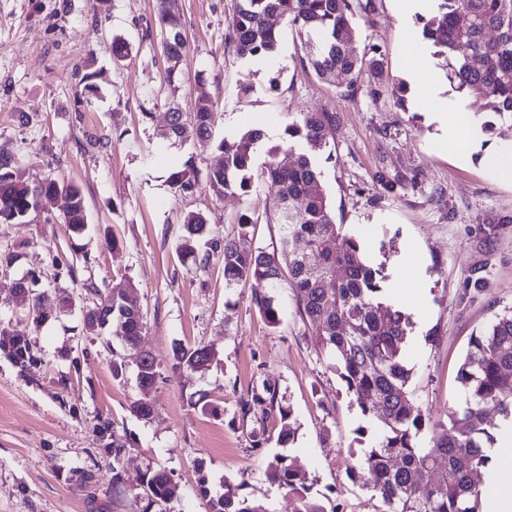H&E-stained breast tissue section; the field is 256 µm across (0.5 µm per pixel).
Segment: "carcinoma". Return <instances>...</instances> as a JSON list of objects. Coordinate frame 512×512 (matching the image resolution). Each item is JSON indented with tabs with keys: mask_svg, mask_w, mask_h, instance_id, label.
Segmentation results:
<instances>
[{
	"mask_svg": "<svg viewBox=\"0 0 512 512\" xmlns=\"http://www.w3.org/2000/svg\"><path fill=\"white\" fill-rule=\"evenodd\" d=\"M359 0H237L229 41L241 58L262 59L277 51L280 36L269 22L277 15L296 30L304 44L300 62L320 77L336 72L351 76V82L366 71H376L379 60H368L355 49L357 29L353 22ZM157 21L163 36L168 66L166 81L176 87L180 64L188 42L180 19L165 4L159 5ZM422 36L432 42L435 54L448 63V82L463 99L483 102L490 119L482 129L492 135L497 123L512 124V0H438L436 12L424 20ZM334 112H301L284 128L282 144L267 150L260 173L254 171L255 154L264 133L248 128L224 137L218 149L224 162L206 174V183L217 197L246 194L254 180H261L273 198L274 219L279 226V245L267 252L249 243L255 221L247 214L239 221L238 237L208 236V222L199 212L187 214L179 245L181 259L208 265L217 257L224 263L229 285L259 280L277 289L291 290L303 320L313 325V344L333 359V368L344 383L361 415L377 425V435L358 464L349 467V478L362 483L380 500L378 512H480V488L475 477L489 468V448L495 436L485 427V412L491 407L512 420V308L495 315L492 322L472 333L457 381L462 404L450 413L456 434L439 424L431 444L422 447L418 433L425 419L409 389L411 369L403 347L410 317L380 301L382 270L368 264L359 241L343 233L322 185L318 155L336 130ZM215 108L211 98L198 96L192 110L173 107L161 136L167 139H209L213 135ZM295 154L291 165L276 161L283 148ZM199 173L190 162L171 172L168 182L188 193L198 184ZM66 200L65 224L80 234L88 224L85 197L75 184L47 180L27 181L15 160L0 156V223H21L33 210ZM301 205H296V201ZM303 247H297V244ZM35 278L25 286H13L11 300L32 321L42 318L41 298L35 293ZM93 305L83 313L85 334L101 335L100 324L111 321L113 335L127 351L138 352L145 329L144 313L136 286L91 288ZM269 327L281 321L282 309L272 296L254 299ZM8 357L21 372L36 375L41 357L27 333L12 334ZM213 351L204 345L173 347L172 368L208 369ZM142 397L131 402L130 412L142 419L152 415L144 395L160 376V361L143 352L137 370ZM270 407L278 408L281 428L277 440H294L292 411L278 404L277 391L263 386ZM98 429L107 439L92 458L79 467L80 485L96 483L102 464L112 469V492H124L121 462L132 438L120 434L108 418ZM265 475L296 500L295 512H324L309 496L306 471L296 457L276 456L268 461ZM138 497L146 501L142 512L174 494L171 476L148 469ZM239 486L225 484L224 493L210 495L206 479L198 492L209 498L211 512H268L262 504L239 498Z\"/></svg>",
	"mask_w": 512,
	"mask_h": 512,
	"instance_id": "carcinoma-1",
	"label": "carcinoma"
}]
</instances>
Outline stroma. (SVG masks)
Wrapping results in <instances>:
<instances>
[{
  "mask_svg": "<svg viewBox=\"0 0 512 512\" xmlns=\"http://www.w3.org/2000/svg\"><path fill=\"white\" fill-rule=\"evenodd\" d=\"M404 0H361L354 22L357 51L380 60L382 77L358 81L334 73L318 77L300 63L296 32L280 18L278 63L268 68L239 57L228 41L236 0H176L187 36L178 87L165 81L157 0H0V154L16 158L33 183L54 179L81 187L88 226L73 235L60 206L33 211L21 224H0V253L17 261L0 273V329L28 333L42 365L36 379L0 356V512H134L147 469L172 474L177 492L154 512H209L197 493L207 479L212 494L225 482L269 512H294L287 490L270 482L269 459L297 457L309 496L324 512H375L371 491L352 482L349 465L370 447L357 430L365 419L329 358L311 342L288 289L276 299L284 314L268 327L254 303L268 293L262 281L227 285L221 260L199 267L181 260L177 246L187 213H203L213 234L233 235L240 215L254 221L253 245L273 249V200L262 182L249 193L215 197L206 183L178 194L167 178L193 161L200 172L223 160L215 141L160 137L170 108L190 111L199 93L213 101L217 135L268 127L266 146L281 143L285 125L300 112L339 116L319 156L322 184L344 233L357 237L369 261L391 277L406 244L420 249L427 280L403 271L409 304L428 300L424 323H412L418 345L406 346L409 388L425 417L418 439L428 444L437 423L461 401L457 371L473 329L512 307V180L491 160L512 142L503 126L478 139L471 161L435 148L440 134L426 112L392 91L408 82L416 61L410 38L422 22L406 17ZM128 47L120 62L113 39ZM96 90L81 96L86 71ZM119 240L105 246V235ZM77 276H69L70 265ZM40 278L47 318L33 324L9 300L14 281ZM132 282L146 317L144 350L161 362L148 394L151 420L129 411L139 398L134 367L112 376L111 337L103 347L82 332L85 287ZM204 344L215 353L208 370H172L175 344ZM272 386L290 406L292 443L276 437L278 416L252 402ZM217 406L220 416L202 412ZM111 418L134 443L122 461L126 491L112 492V472L101 468L92 489L73 470L90 464L101 447L99 417ZM269 440L256 447L258 432Z\"/></svg>",
  "mask_w": 512,
  "mask_h": 512,
  "instance_id": "stroma-1",
  "label": "stroma"
}]
</instances>
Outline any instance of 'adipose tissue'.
Returning a JSON list of instances; mask_svg holds the SVG:
<instances>
[{"label":"adipose tissue","instance_id":"ef3b65f1","mask_svg":"<svg viewBox=\"0 0 512 512\" xmlns=\"http://www.w3.org/2000/svg\"><path fill=\"white\" fill-rule=\"evenodd\" d=\"M412 51L419 61L412 83L416 107L429 112L439 123L442 134L438 146L441 150L452 152L463 160L469 159L472 138L469 125L456 103L436 92L428 48L416 45ZM500 440L503 450L497 455L495 469L485 476L481 485L482 512H512V487L504 482L505 476L512 474V423L501 424Z\"/></svg>","mask_w":512,"mask_h":512}]
</instances>
